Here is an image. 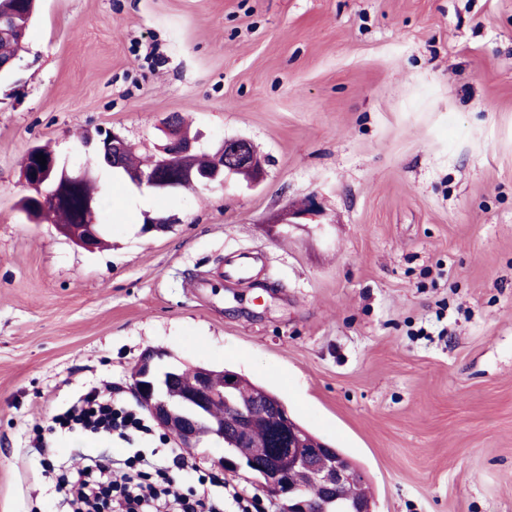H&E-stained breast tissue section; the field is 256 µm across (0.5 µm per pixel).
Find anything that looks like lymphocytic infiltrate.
I'll return each instance as SVG.
<instances>
[{
    "instance_id": "1",
    "label": "lymphocytic infiltrate",
    "mask_w": 512,
    "mask_h": 512,
    "mask_svg": "<svg viewBox=\"0 0 512 512\" xmlns=\"http://www.w3.org/2000/svg\"><path fill=\"white\" fill-rule=\"evenodd\" d=\"M53 421L67 430L122 438L149 431L142 417L116 406L111 396L95 389ZM169 455L165 462L138 453L120 466L107 455H90L73 476L61 478L57 491L68 496L71 512H224L223 499L210 492L211 487L222 485V478L202 476L197 485L179 491L174 487L175 472L189 475L196 467L180 449H171Z\"/></svg>"
}]
</instances>
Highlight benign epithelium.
<instances>
[{"mask_svg": "<svg viewBox=\"0 0 512 512\" xmlns=\"http://www.w3.org/2000/svg\"><path fill=\"white\" fill-rule=\"evenodd\" d=\"M28 27L21 25L10 0H0V38L23 42ZM175 117L165 123L166 141L159 147L155 167L148 172L128 171L137 184L164 189L168 186L182 188L205 187L223 183L219 172L202 176L192 170L178 169L176 161L197 150V138L186 132L174 134ZM95 144L91 160L118 168L122 163L125 141L119 135L98 129L86 137L85 144ZM223 161L222 167L229 173L248 174V180L260 183L265 169L260 158L244 138L226 139L215 152ZM89 165L83 163L74 168L57 158H52L35 173L23 176L40 187L56 181H80L89 176ZM320 213L317 199L312 197L301 207L288 211L287 224H301ZM73 244L94 251L101 244V228L95 219L92 204H87L84 223L75 228H59ZM165 353L147 351L132 371L134 392L140 405L156 424L172 435L180 448H195L204 437H217L224 441V461L220 467L233 472L244 471L255 484L277 505V512H328L333 504L340 503L346 512H374L373 500L358 496L349 498V487L365 481L362 472L328 445L311 439L309 433L298 425L280 401L257 397L245 407L234 400L236 374L227 372L221 382H216L214 370L196 367L194 385L187 391L175 392L181 377V367L159 364ZM224 401V420L210 414L211 406ZM260 409L276 430L277 447L255 439L250 431L251 412ZM301 473L307 484L292 483V477Z\"/></svg>", "mask_w": 512, "mask_h": 512, "instance_id": "1", "label": "benign epithelium"}]
</instances>
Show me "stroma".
I'll return each instance as SVG.
<instances>
[{"label": "stroma", "mask_w": 512, "mask_h": 512, "mask_svg": "<svg viewBox=\"0 0 512 512\" xmlns=\"http://www.w3.org/2000/svg\"><path fill=\"white\" fill-rule=\"evenodd\" d=\"M172 115L263 181L94 170L93 253L21 210L30 147L83 160L103 128L152 160ZM149 348L268 387L375 512H512V0H41L0 81V512H58L78 455L172 447L51 427L97 386L138 409Z\"/></svg>", "instance_id": "35a3bbf8"}]
</instances>
